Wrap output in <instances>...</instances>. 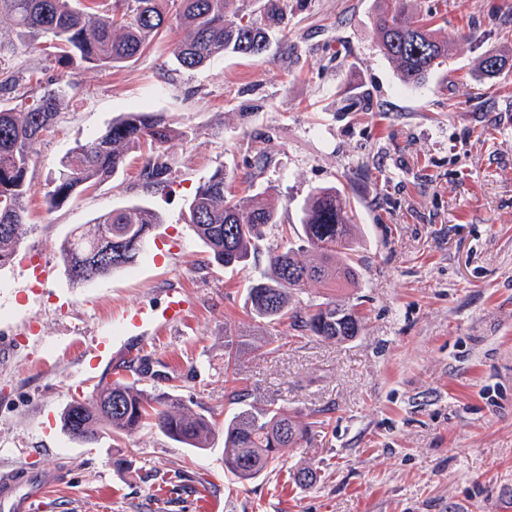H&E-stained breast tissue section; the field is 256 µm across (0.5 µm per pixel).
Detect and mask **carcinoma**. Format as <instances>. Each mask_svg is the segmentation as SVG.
<instances>
[{"instance_id":"cac0c4a2","label":"carcinoma","mask_w":512,"mask_h":512,"mask_svg":"<svg viewBox=\"0 0 512 512\" xmlns=\"http://www.w3.org/2000/svg\"><path fill=\"white\" fill-rule=\"evenodd\" d=\"M122 0L118 13H98L97 0H0V18L12 22L15 40L31 49L43 42L91 68L118 67L143 53L163 30L184 32L174 51L187 70L216 55L230 53L260 60L268 51L267 27L245 18L235 0ZM381 54L397 67L405 85H418L443 65L449 42L440 38L429 14L412 12L407 0H382L373 19ZM506 69L504 56L490 51L479 60L481 75L494 78ZM67 96L59 83L20 108L0 107V269L10 265L27 224L29 172L34 145L56 124ZM174 138L164 121L133 112L63 157L47 184L46 204L58 207L85 189L124 171L131 151L142 157L140 177L159 186L168 167L161 149ZM224 173L200 185L188 206V223L209 254V262L245 268L260 250L267 232L278 230L280 243L267 251V269L249 280L246 300L251 316L266 329L277 330L285 319L312 336L336 343L358 335L361 316L355 306L327 297L304 307L292 305L307 286L342 288L356 283L353 228L349 205L341 192L320 189L301 209L298 242L288 239L279 213L260 193L237 197L226 192ZM161 223L146 206L112 209L90 224H80L65 238L60 254L70 282L82 284L133 264L143 252L151 228ZM236 410L224 419V470L238 483L257 479L308 435L310 424L270 403L258 408L245 389H234ZM61 422L74 439L92 444L110 431L128 435L150 426L189 448L205 450L214 422L190 410L176 396L154 393L116 379L96 388L88 398L73 399Z\"/></svg>"}]
</instances>
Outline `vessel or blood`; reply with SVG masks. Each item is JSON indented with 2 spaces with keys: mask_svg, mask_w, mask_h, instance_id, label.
I'll return each mask as SVG.
<instances>
[{
  "mask_svg": "<svg viewBox=\"0 0 512 512\" xmlns=\"http://www.w3.org/2000/svg\"><path fill=\"white\" fill-rule=\"evenodd\" d=\"M194 306L184 289L168 288L161 303L142 302L125 307L112 319L111 334L98 336L84 357L88 370H95L105 360L113 361L114 377L127 376L128 365L139 363L132 344L124 337L132 332L166 336L185 324ZM59 474L45 468L36 472L20 465L0 468V512H39L48 487L55 484Z\"/></svg>",
  "mask_w": 512,
  "mask_h": 512,
  "instance_id": "1",
  "label": "vessel or blood"
}]
</instances>
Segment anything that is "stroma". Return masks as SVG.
<instances>
[{"mask_svg": "<svg viewBox=\"0 0 512 512\" xmlns=\"http://www.w3.org/2000/svg\"><path fill=\"white\" fill-rule=\"evenodd\" d=\"M281 21L263 60L227 54L195 70L176 66L175 31H163L122 68H85L53 51H0L6 77L28 71L42 93L69 84L53 132L34 147L28 230L0 269V466L30 462L63 474L44 512H512V72L485 79L494 50L512 62V0H411L452 39L446 66L403 85L378 50L379 0H277ZM127 112L161 116L175 132L163 148L165 186L125 171L48 209L60 159ZM223 172L232 192L262 193L283 224H300L312 191L350 200L357 283L342 294L363 321L351 341L306 336L290 324L260 341L246 305L250 278L267 267L269 232L246 269L209 264L187 222L197 188ZM146 205L158 244L128 268L75 285L59 249L76 225ZM42 266L43 280L29 275ZM187 289L190 320L161 342L135 337L149 373L137 387L177 395L223 423L233 412L224 336L240 351L233 373L261 407L315 414L308 438L242 485L224 471V432L195 451L145 427L92 445L49 426L98 381L80 359L114 312ZM39 333L22 332L26 320ZM312 469L308 486L292 474ZM182 475L171 503L156 492Z\"/></svg>", "mask_w": 512, "mask_h": 512, "instance_id": "stroma-1", "label": "stroma"}]
</instances>
